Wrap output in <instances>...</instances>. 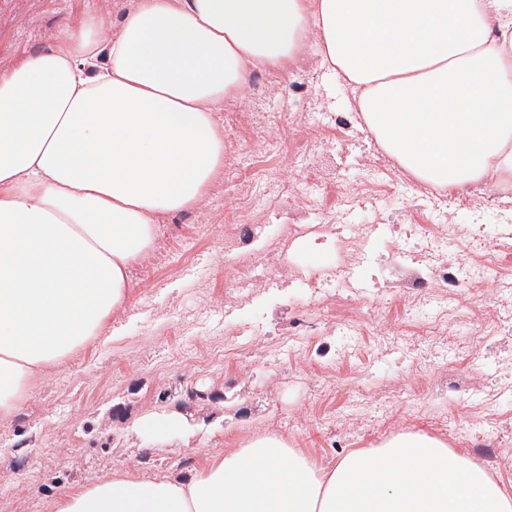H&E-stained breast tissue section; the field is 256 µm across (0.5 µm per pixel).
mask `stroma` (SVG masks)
Masks as SVG:
<instances>
[{
  "mask_svg": "<svg viewBox=\"0 0 512 512\" xmlns=\"http://www.w3.org/2000/svg\"><path fill=\"white\" fill-rule=\"evenodd\" d=\"M136 0H0V57L34 53L49 32L75 25L82 12L110 5L112 12ZM300 76L304 90L289 95L287 81L251 82L241 105L252 112H331L346 127L295 128L289 122L235 133V154L219 186L189 221L165 215L159 239L175 252L172 264L144 287H132L125 313L111 338H97L45 378L10 423L0 424V512H49L53 496L117 469L143 478H187L199 459L237 448L260 434L288 440L308 458L337 460L378 447L400 433H422L457 449L473 445L471 457L490 468L512 492V471L494 470V453L511 450L512 385L501 382L499 360L490 355L506 330L503 311L512 296L494 278L465 283L456 292L434 285V305L408 307L397 289L375 288L374 256L389 254L386 239L373 240L359 265L348 267L345 242L362 224L408 222L431 227L439 210L452 224L478 223L474 240L441 246L448 264L480 258L497 243L496 228L512 217V194L475 209L449 202L416 181L376 143L341 80L333 78L315 45ZM325 135L338 160L337 181L358 184L362 198L342 220L314 216L312 231L324 248L290 241L281 223L268 225L264 249L224 255V214L242 205L246 190L237 166L254 154L260 165L280 170L279 192L300 197V177L287 154L259 152V141ZM349 270L351 287L338 291L335 311L324 297H297L251 286V303L225 312L217 298L225 268L251 266L260 279L274 274L311 276L325 266ZM481 295L490 316L473 323L467 307ZM351 319L352 335L335 320ZM198 416L223 417L219 428L193 436L161 435L139 427L153 411L179 413L194 389ZM170 398L160 402L158 394Z\"/></svg>",
  "mask_w": 512,
  "mask_h": 512,
  "instance_id": "35a3bbf8",
  "label": "stroma"
}]
</instances>
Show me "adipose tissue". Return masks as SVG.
I'll list each match as a JSON object with an SVG mask.
<instances>
[{"mask_svg":"<svg viewBox=\"0 0 512 512\" xmlns=\"http://www.w3.org/2000/svg\"><path fill=\"white\" fill-rule=\"evenodd\" d=\"M314 41L380 146L436 189L512 177V0H137L0 66V421L122 313L163 215L224 170L229 96ZM49 512H512L443 442L315 465L277 436L194 477L116 471Z\"/></svg>","mask_w":512,"mask_h":512,"instance_id":"obj_1","label":"adipose tissue"}]
</instances>
